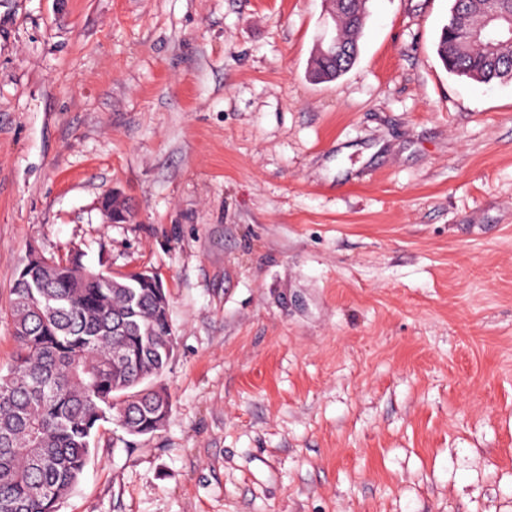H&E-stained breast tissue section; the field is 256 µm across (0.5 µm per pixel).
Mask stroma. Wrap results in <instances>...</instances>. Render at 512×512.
Returning a JSON list of instances; mask_svg holds the SVG:
<instances>
[{"mask_svg": "<svg viewBox=\"0 0 512 512\" xmlns=\"http://www.w3.org/2000/svg\"><path fill=\"white\" fill-rule=\"evenodd\" d=\"M450 6L370 0L317 83L322 0H0V373L33 249L175 334L59 512H512V82L445 69Z\"/></svg>", "mask_w": 512, "mask_h": 512, "instance_id": "35a3bbf8", "label": "stroma"}]
</instances>
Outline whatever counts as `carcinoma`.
<instances>
[{"label":"carcinoma","instance_id":"cac0c4a2","mask_svg":"<svg viewBox=\"0 0 512 512\" xmlns=\"http://www.w3.org/2000/svg\"><path fill=\"white\" fill-rule=\"evenodd\" d=\"M358 9L344 0L335 34L349 54L338 65L313 60L316 76L336 80L356 62ZM491 10L509 18L512 0H452L437 44L449 72L486 85L512 81V38L489 50L463 34ZM103 207L114 223L131 217L116 196ZM10 315L16 351L0 374V512H58L102 423L112 419L135 437L166 425L170 399L152 380L171 358L168 300L150 271L115 277L77 256L32 250L13 274Z\"/></svg>","mask_w":512,"mask_h":512}]
</instances>
